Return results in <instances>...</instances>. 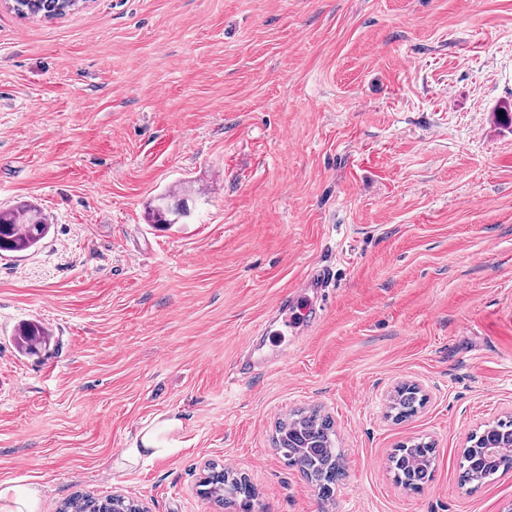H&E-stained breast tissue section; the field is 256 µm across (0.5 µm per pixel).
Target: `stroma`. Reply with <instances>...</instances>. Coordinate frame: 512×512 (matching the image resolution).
Listing matches in <instances>:
<instances>
[{
    "label": "stroma",
    "mask_w": 512,
    "mask_h": 512,
    "mask_svg": "<svg viewBox=\"0 0 512 512\" xmlns=\"http://www.w3.org/2000/svg\"><path fill=\"white\" fill-rule=\"evenodd\" d=\"M504 102L512 0L0 5V210L52 226L0 258V484L38 512L77 492L243 512L200 495L217 467L254 512H512V471L459 482L467 437L512 419ZM180 187L189 217L156 229ZM319 267L330 288L294 296ZM283 297L293 332L253 334ZM314 408L344 455L328 501L276 448ZM172 417L174 454L116 467ZM414 441L432 476L411 490L390 457ZM20 5L27 6L31 4L28 14L20 13L17 9V13L23 17H44L53 18L61 14L58 4L61 0H18ZM16 13V14H17ZM45 328L37 321L24 323L19 327L15 344L19 351L24 354H37L43 348H46L49 337Z\"/></svg>",
    "instance_id": "1"
}]
</instances>
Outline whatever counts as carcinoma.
<instances>
[{
	"label": "carcinoma",
	"instance_id": "cac0c4a2",
	"mask_svg": "<svg viewBox=\"0 0 512 512\" xmlns=\"http://www.w3.org/2000/svg\"><path fill=\"white\" fill-rule=\"evenodd\" d=\"M23 6H29L26 17L53 18L60 14V0H19ZM189 208L185 200L174 206L156 207L157 227L168 228L178 219L186 216ZM51 224L41 209L24 206L17 209L0 211V254L24 253L36 248L49 235ZM49 337L45 328L37 321L23 324L17 331L15 344L19 351L33 355L47 346ZM417 396L411 391L398 395L395 401L397 415L403 417L414 412ZM277 444L288 464L296 466L318 489V494L326 497L330 494V484L342 475L341 454L335 448L333 425L330 419L317 411L302 414L281 424L278 428ZM431 448L418 443L398 449L392 463L398 478L414 485L425 483L430 476L429 469L421 464L430 460ZM461 480L480 482L498 472L506 473L512 469L509 460L503 459L487 466L478 457H470L460 464ZM205 494L224 500V495L242 494L250 498L249 486L244 479L210 475L204 481ZM137 505L121 497L103 500L75 493L62 502L58 512H135Z\"/></svg>",
	"mask_w": 512,
	"mask_h": 512
}]
</instances>
